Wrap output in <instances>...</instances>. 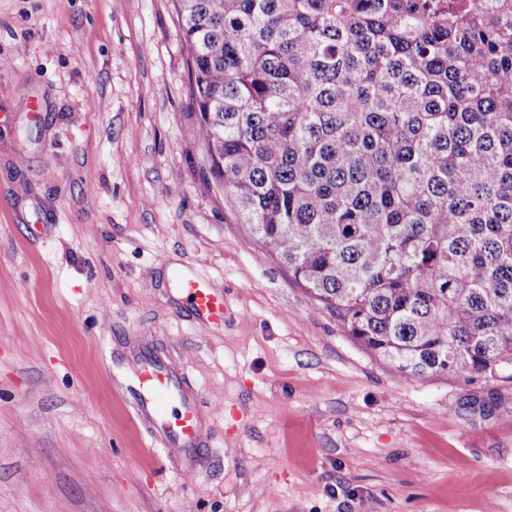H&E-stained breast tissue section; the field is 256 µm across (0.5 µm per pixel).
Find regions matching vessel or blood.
Listing matches in <instances>:
<instances>
[{
    "instance_id": "b4317fda",
    "label": "vessel or blood",
    "mask_w": 512,
    "mask_h": 512,
    "mask_svg": "<svg viewBox=\"0 0 512 512\" xmlns=\"http://www.w3.org/2000/svg\"><path fill=\"white\" fill-rule=\"evenodd\" d=\"M179 291L186 297L201 324L224 317V289L214 281L190 274L180 282ZM135 421L146 424L152 443L165 448L181 449L196 463L206 461L200 451L203 439V414L195 398L184 389L182 376L163 361L144 357L125 390Z\"/></svg>"
}]
</instances>
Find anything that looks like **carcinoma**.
<instances>
[{
  "instance_id": "1",
  "label": "carcinoma",
  "mask_w": 512,
  "mask_h": 512,
  "mask_svg": "<svg viewBox=\"0 0 512 512\" xmlns=\"http://www.w3.org/2000/svg\"><path fill=\"white\" fill-rule=\"evenodd\" d=\"M243 223L406 378L512 369V0H173Z\"/></svg>"
}]
</instances>
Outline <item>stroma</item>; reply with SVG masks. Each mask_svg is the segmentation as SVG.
<instances>
[{
	"instance_id": "1",
	"label": "stroma",
	"mask_w": 512,
	"mask_h": 512,
	"mask_svg": "<svg viewBox=\"0 0 512 512\" xmlns=\"http://www.w3.org/2000/svg\"><path fill=\"white\" fill-rule=\"evenodd\" d=\"M198 119L172 0H0V512H512V379H407L348 336L247 243ZM141 354L210 464L133 420ZM178 290L189 301L201 324L208 325L224 318V288L214 281L195 274L185 275Z\"/></svg>"
}]
</instances>
